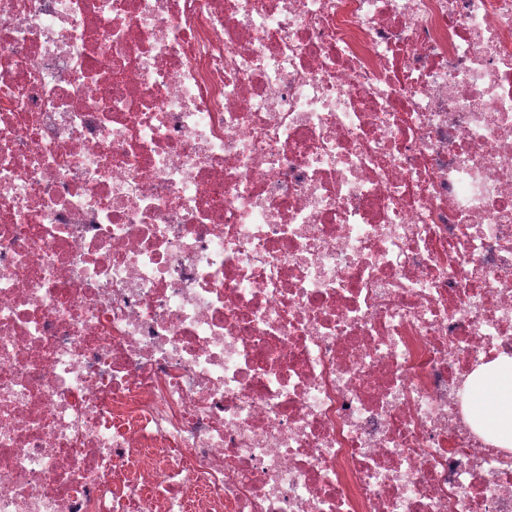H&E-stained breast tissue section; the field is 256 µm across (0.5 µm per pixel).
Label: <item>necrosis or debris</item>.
Listing matches in <instances>:
<instances>
[{
	"label": "necrosis or debris",
	"mask_w": 512,
	"mask_h": 512,
	"mask_svg": "<svg viewBox=\"0 0 512 512\" xmlns=\"http://www.w3.org/2000/svg\"><path fill=\"white\" fill-rule=\"evenodd\" d=\"M512 0H0V512H512ZM476 410L493 425L498 438L495 442L512 447V365L496 361L489 365L486 374L478 383Z\"/></svg>",
	"instance_id": "4bbe7bcc"
}]
</instances>
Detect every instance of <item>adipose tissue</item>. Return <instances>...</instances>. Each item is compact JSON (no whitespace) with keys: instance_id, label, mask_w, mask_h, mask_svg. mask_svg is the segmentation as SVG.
Here are the masks:
<instances>
[{"instance_id":"adipose-tissue-1","label":"adipose tissue","mask_w":512,"mask_h":512,"mask_svg":"<svg viewBox=\"0 0 512 512\" xmlns=\"http://www.w3.org/2000/svg\"><path fill=\"white\" fill-rule=\"evenodd\" d=\"M475 407L493 425L498 445L512 447V364H490L479 382Z\"/></svg>"}]
</instances>
